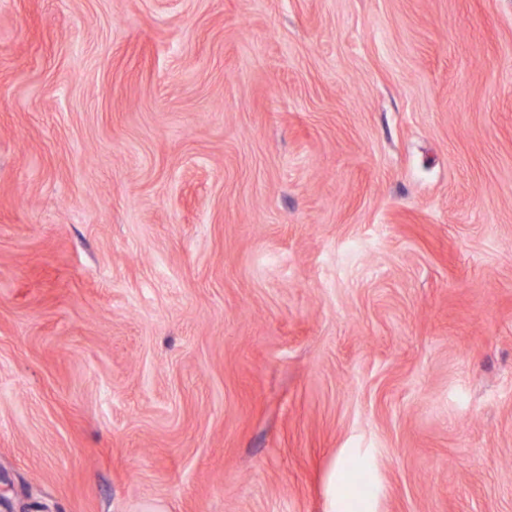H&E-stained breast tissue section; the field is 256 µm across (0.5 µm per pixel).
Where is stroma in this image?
<instances>
[{
	"label": "stroma",
	"instance_id": "35a3bbf8",
	"mask_svg": "<svg viewBox=\"0 0 512 512\" xmlns=\"http://www.w3.org/2000/svg\"><path fill=\"white\" fill-rule=\"evenodd\" d=\"M345 496L512 512V0H0V512Z\"/></svg>",
	"mask_w": 512,
	"mask_h": 512
}]
</instances>
